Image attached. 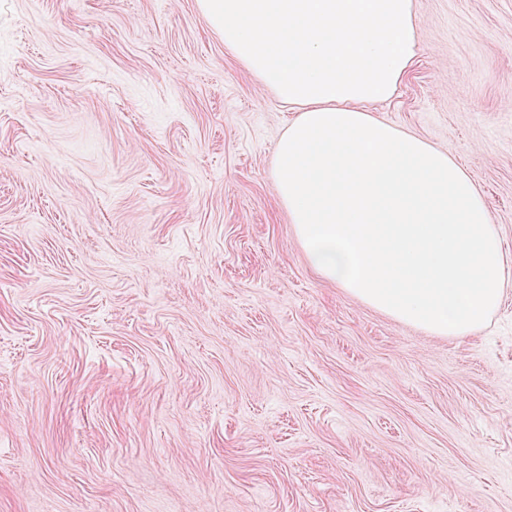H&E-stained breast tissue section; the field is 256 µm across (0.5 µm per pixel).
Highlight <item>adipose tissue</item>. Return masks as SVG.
I'll return each mask as SVG.
<instances>
[{"label": "adipose tissue", "instance_id": "1", "mask_svg": "<svg viewBox=\"0 0 512 512\" xmlns=\"http://www.w3.org/2000/svg\"><path fill=\"white\" fill-rule=\"evenodd\" d=\"M224 46L297 117L276 195L323 280L440 336L481 328L512 272L448 150L365 111L418 53L413 0H197Z\"/></svg>", "mask_w": 512, "mask_h": 512}]
</instances>
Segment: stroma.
I'll return each mask as SVG.
<instances>
[{
  "label": "stroma",
  "mask_w": 512,
  "mask_h": 512,
  "mask_svg": "<svg viewBox=\"0 0 512 512\" xmlns=\"http://www.w3.org/2000/svg\"><path fill=\"white\" fill-rule=\"evenodd\" d=\"M378 118L512 256V0H414ZM295 117L196 0H0V512H512V283L448 338L321 279Z\"/></svg>",
  "instance_id": "obj_1"
}]
</instances>
